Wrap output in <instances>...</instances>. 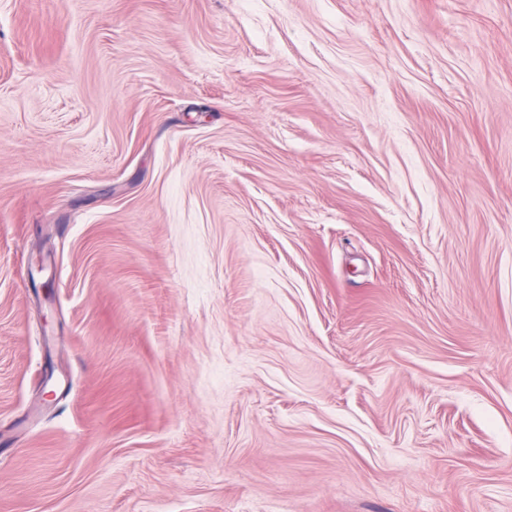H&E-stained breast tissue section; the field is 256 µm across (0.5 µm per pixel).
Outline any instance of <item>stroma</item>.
I'll return each instance as SVG.
<instances>
[{"label":"stroma","mask_w":512,"mask_h":512,"mask_svg":"<svg viewBox=\"0 0 512 512\" xmlns=\"http://www.w3.org/2000/svg\"><path fill=\"white\" fill-rule=\"evenodd\" d=\"M0 512H512V0H0Z\"/></svg>","instance_id":"stroma-1"}]
</instances>
